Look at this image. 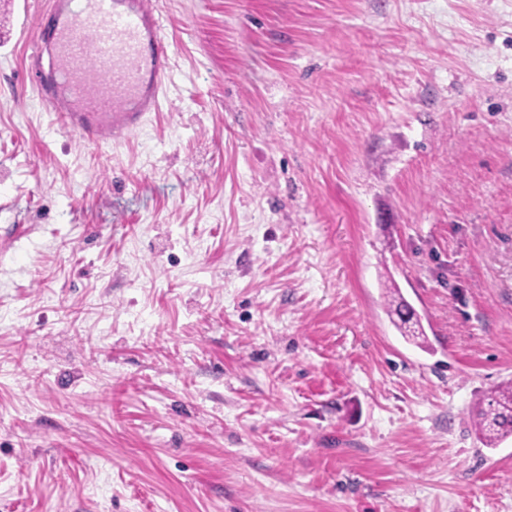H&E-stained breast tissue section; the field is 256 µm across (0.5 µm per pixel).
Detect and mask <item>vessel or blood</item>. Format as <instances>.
I'll return each instance as SVG.
<instances>
[{
	"instance_id": "b4317fda",
	"label": "vessel or blood",
	"mask_w": 512,
	"mask_h": 512,
	"mask_svg": "<svg viewBox=\"0 0 512 512\" xmlns=\"http://www.w3.org/2000/svg\"><path fill=\"white\" fill-rule=\"evenodd\" d=\"M38 27V96L84 143L126 141L158 111L172 58L145 0H50Z\"/></svg>"
}]
</instances>
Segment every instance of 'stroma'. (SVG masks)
Here are the masks:
<instances>
[{"label": "stroma", "mask_w": 512, "mask_h": 512, "mask_svg": "<svg viewBox=\"0 0 512 512\" xmlns=\"http://www.w3.org/2000/svg\"><path fill=\"white\" fill-rule=\"evenodd\" d=\"M0 0V512H512V0H149L92 147ZM397 285L428 346L387 312ZM485 403L474 407L470 414L480 439L493 447L512 434V383L491 391Z\"/></svg>", "instance_id": "stroma-1"}]
</instances>
